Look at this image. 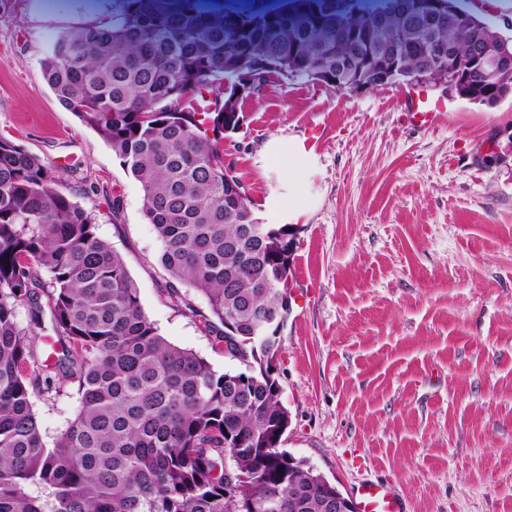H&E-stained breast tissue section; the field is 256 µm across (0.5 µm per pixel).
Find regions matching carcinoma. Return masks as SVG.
Instances as JSON below:
<instances>
[{
	"mask_svg": "<svg viewBox=\"0 0 512 512\" xmlns=\"http://www.w3.org/2000/svg\"><path fill=\"white\" fill-rule=\"evenodd\" d=\"M109 18L59 34L43 77L138 180L162 243L168 291L205 297L208 333L244 370L220 372L165 339L145 314L124 259L95 217L61 193V176L0 136V512H329L332 483L281 448L272 328L291 271L295 227L263 224L224 164L236 121L237 71L273 79L336 75L402 82L430 62L448 78V49L474 39L512 55L463 0H273L254 10L199 0H118ZM464 99L492 107L512 95V67L491 82L469 74ZM27 310L29 325L18 321ZM56 337L38 363L36 329ZM77 385L79 408L47 445L33 397Z\"/></svg>",
	"mask_w": 512,
	"mask_h": 512,
	"instance_id": "obj_1",
	"label": "carcinoma"
}]
</instances>
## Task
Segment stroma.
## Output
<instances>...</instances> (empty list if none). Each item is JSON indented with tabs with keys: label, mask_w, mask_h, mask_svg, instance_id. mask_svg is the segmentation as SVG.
Listing matches in <instances>:
<instances>
[{
	"label": "stroma",
	"mask_w": 512,
	"mask_h": 512,
	"mask_svg": "<svg viewBox=\"0 0 512 512\" xmlns=\"http://www.w3.org/2000/svg\"><path fill=\"white\" fill-rule=\"evenodd\" d=\"M108 0H0V134L62 174L121 253L144 312L219 371L206 299L167 292L140 183L45 83L42 59ZM443 107L426 125L418 96ZM224 161L257 217L294 225L291 310L276 368L282 446L343 493L395 484L410 512H512V97L489 108L440 90L335 92L274 81L243 102ZM319 149L304 151L310 128ZM74 385L34 398L46 442L73 420Z\"/></svg>",
	"instance_id": "stroma-1"
}]
</instances>
